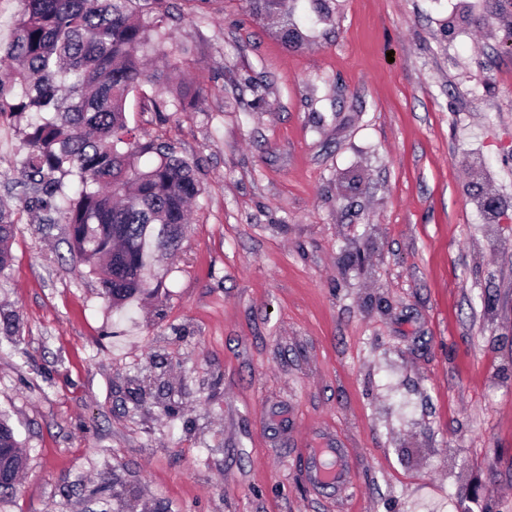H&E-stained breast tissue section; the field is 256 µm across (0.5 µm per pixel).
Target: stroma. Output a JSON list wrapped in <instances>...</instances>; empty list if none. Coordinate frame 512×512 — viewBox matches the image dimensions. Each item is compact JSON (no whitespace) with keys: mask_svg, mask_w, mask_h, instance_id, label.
Masks as SVG:
<instances>
[{"mask_svg":"<svg viewBox=\"0 0 512 512\" xmlns=\"http://www.w3.org/2000/svg\"><path fill=\"white\" fill-rule=\"evenodd\" d=\"M170 0L137 142L202 184L180 252L115 309L18 186L0 117V512H512V52L497 0ZM165 101L164 112L155 104ZM509 209L488 222L475 202ZM340 448L345 487L310 485ZM253 14L265 20L275 16L280 20L279 36L286 44H296L302 39L301 31L288 7L289 0H249ZM16 224L14 212L0 204V274L10 266L12 260L11 241L16 232ZM0 448H9L0 453V467L12 472V483L0 484V491L13 489L18 473L24 466V455L9 419L0 413Z\"/></svg>","mask_w":512,"mask_h":512,"instance_id":"obj_1","label":"stroma"}]
</instances>
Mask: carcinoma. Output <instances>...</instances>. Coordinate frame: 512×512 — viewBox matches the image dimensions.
I'll list each match as a JSON object with an SVG mask.
<instances>
[{"mask_svg":"<svg viewBox=\"0 0 512 512\" xmlns=\"http://www.w3.org/2000/svg\"><path fill=\"white\" fill-rule=\"evenodd\" d=\"M12 41L2 61L17 64L0 81V117H28V151L20 183L42 192L40 209L60 214L70 229L71 252L95 273L105 296L118 308L150 287L156 253L176 254L189 202L202 187L194 165L174 152L132 140L125 116L127 96L153 80L140 52L149 25L143 12L160 17L168 0H21ZM289 0H249L253 14L280 20L279 36L302 39ZM154 153L142 170L137 160ZM75 176L70 197L64 179ZM14 212L0 205V274L12 260ZM0 467L17 478L24 455L9 419L0 413Z\"/></svg>","mask_w":512,"mask_h":512,"instance_id":"carcinoma-1","label":"carcinoma"}]
</instances>
